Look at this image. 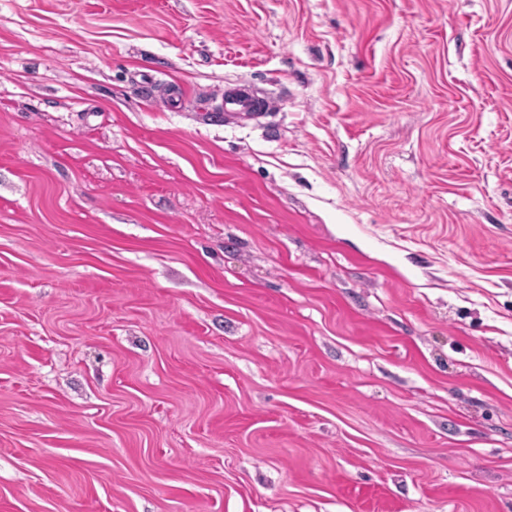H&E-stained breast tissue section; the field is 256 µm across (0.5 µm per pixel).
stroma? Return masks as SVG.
<instances>
[{
	"label": "stroma",
	"mask_w": 512,
	"mask_h": 512,
	"mask_svg": "<svg viewBox=\"0 0 512 512\" xmlns=\"http://www.w3.org/2000/svg\"><path fill=\"white\" fill-rule=\"evenodd\" d=\"M0 512H512V0H0ZM266 107L246 85H238L228 91L224 98L225 111L255 112Z\"/></svg>",
	"instance_id": "1"
}]
</instances>
